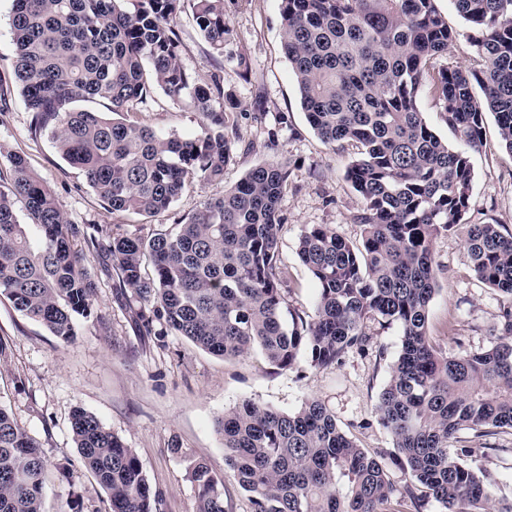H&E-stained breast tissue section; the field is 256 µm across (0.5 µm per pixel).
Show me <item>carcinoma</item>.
Instances as JSON below:
<instances>
[{
  "label": "carcinoma",
  "mask_w": 512,
  "mask_h": 512,
  "mask_svg": "<svg viewBox=\"0 0 512 512\" xmlns=\"http://www.w3.org/2000/svg\"><path fill=\"white\" fill-rule=\"evenodd\" d=\"M472 24L471 63L441 64L454 32L436 0H281L282 49L301 107L319 138L350 145L347 179L362 199L355 248L324 224L300 235L297 253L312 274L313 313L289 310L278 250L288 166L268 162L220 196L150 238L98 229L89 237L67 222L53 192L25 158L0 145V296L53 335L68 340L91 315L97 286L79 242L111 261L123 287L152 304L140 314L224 358L258 347L280 369L308 353L316 368L363 351L365 321L401 329V350L376 405L410 477L395 496L383 454L343 433L326 406L308 399L292 413L244 401L224 411L217 430L224 465L249 494L252 512H403L427 498L444 512H482L490 474L466 459L484 446L453 448L463 429L481 440L512 431V233L468 224L473 166L486 114L512 154V0H453ZM191 11L212 54L229 33L224 0H13L14 76L34 129L45 132L114 212L152 217L191 185L224 181L237 140L224 132L235 110L215 73L201 84L180 63L176 21ZM428 87L460 141L451 148L416 104ZM202 115L192 137L163 135L124 121L155 92ZM105 100L109 114L76 108ZM39 232L32 246L17 217ZM464 229L477 278L502 296L497 335L463 356L438 352L427 334L436 291L434 244ZM151 261L153 274L144 272ZM72 438L84 468L106 490L111 512H160L136 452L95 415L77 410ZM47 460L0 404V512H44ZM196 512H229L224 478L190 465ZM347 479L341 495L338 478Z\"/></svg>",
  "instance_id": "1"
}]
</instances>
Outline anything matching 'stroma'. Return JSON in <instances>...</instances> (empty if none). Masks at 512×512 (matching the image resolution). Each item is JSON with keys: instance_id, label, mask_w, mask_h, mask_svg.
<instances>
[{"instance_id": "35a3bbf8", "label": "stroma", "mask_w": 512, "mask_h": 512, "mask_svg": "<svg viewBox=\"0 0 512 512\" xmlns=\"http://www.w3.org/2000/svg\"><path fill=\"white\" fill-rule=\"evenodd\" d=\"M12 5V0H0V76L7 79L0 88L5 98L0 144L27 157L59 200L68 223L88 235L109 227L146 237L170 227L175 218L190 216L202 194L223 193L256 165L287 162L279 254L288 268L289 304L311 311L318 289L297 255L299 236L308 225L324 224L361 244L362 227L354 221L361 199L346 178L353 148L322 143L301 108L281 47L280 0H224L229 34L220 57L211 54L190 14L180 16V62L202 84L213 73L223 74L225 92L239 104L233 118L241 148L225 168L223 183L191 187L169 211L152 218L110 211L51 139L32 130V114L11 80ZM242 56L249 65L245 71L238 65ZM125 118L184 138L193 136L202 121L199 113L160 91ZM471 162L468 223L498 224L503 232H512V154L501 147L494 118H487L483 143L472 151ZM85 265L97 284V299L91 315L79 319L71 341L54 336L0 296V340L8 345L6 357L0 358V403L47 456V512H65L70 504L75 512H110L107 494L82 466L72 440L70 421L78 409L94 414L135 450L151 489L162 494L160 512H196L197 489L189 465L204 459L223 472L224 441L215 421L246 400L291 413L305 400L318 399L359 447L393 453V439L379 424L375 407L400 350L398 325L368 320V348L347 353L334 367L314 368L303 359L282 370L257 348L225 359L158 323L145 333L138 314L148 311V304L136 301L131 289L118 288L115 269L95 252H88ZM434 271L437 287L427 323L433 344L454 356L489 346L500 294L475 277L462 233L438 238ZM493 444L472 460L496 481L495 501L486 512H496L498 501L512 500V434L496 436Z\"/></svg>"}]
</instances>
